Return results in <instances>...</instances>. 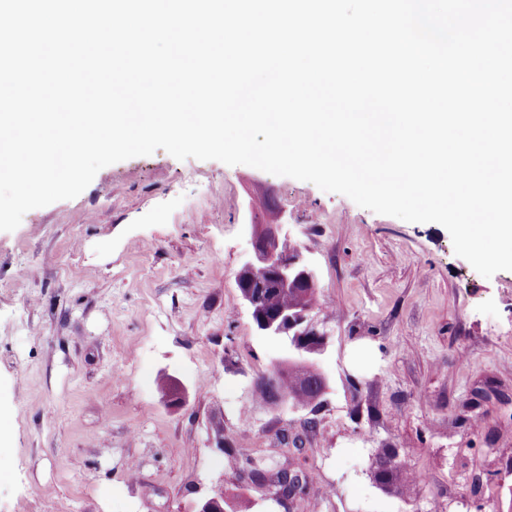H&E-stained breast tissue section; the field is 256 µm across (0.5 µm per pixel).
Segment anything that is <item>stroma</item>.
I'll list each match as a JSON object with an SVG mask.
<instances>
[{
  "instance_id": "stroma-1",
  "label": "stroma",
  "mask_w": 512,
  "mask_h": 512,
  "mask_svg": "<svg viewBox=\"0 0 512 512\" xmlns=\"http://www.w3.org/2000/svg\"><path fill=\"white\" fill-rule=\"evenodd\" d=\"M255 222L315 273V412L254 393L288 355L237 287ZM0 407V512H194L219 489L251 512H512V271L483 277L439 224L160 149L0 231ZM383 450L408 493L374 481ZM283 467L303 496L247 476Z\"/></svg>"
}]
</instances>
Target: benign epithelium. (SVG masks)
<instances>
[{
  "label": "benign epithelium",
  "mask_w": 512,
  "mask_h": 512,
  "mask_svg": "<svg viewBox=\"0 0 512 512\" xmlns=\"http://www.w3.org/2000/svg\"><path fill=\"white\" fill-rule=\"evenodd\" d=\"M281 225L254 224L251 233V252L237 274L241 298L251 310L257 330L262 335L281 336L289 340L288 353L310 359L322 351L325 335L310 319L312 306L308 294L297 305L280 308L268 315H257L261 292L269 288L313 289L316 278L300 249L291 253L281 250ZM196 512H224V493L216 492L203 498Z\"/></svg>",
  "instance_id": "benign-epithelium-1"
}]
</instances>
